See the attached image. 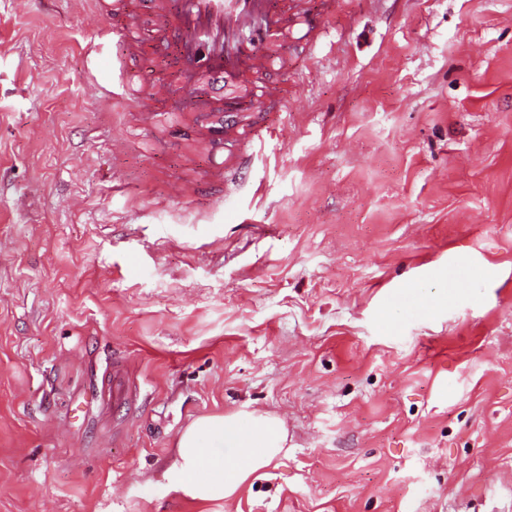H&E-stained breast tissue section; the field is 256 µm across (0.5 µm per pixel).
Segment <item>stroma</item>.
Returning a JSON list of instances; mask_svg holds the SVG:
<instances>
[{
	"label": "stroma",
	"mask_w": 512,
	"mask_h": 512,
	"mask_svg": "<svg viewBox=\"0 0 512 512\" xmlns=\"http://www.w3.org/2000/svg\"><path fill=\"white\" fill-rule=\"evenodd\" d=\"M112 24L0 0V512H512V0H341L280 138L237 98L221 206L178 94L153 135L109 95ZM252 411L285 454L193 499L181 432ZM112 406L116 409L125 407L133 397L127 373L119 359L112 364Z\"/></svg>",
	"instance_id": "35a3bbf8"
}]
</instances>
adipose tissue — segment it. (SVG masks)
<instances>
[{"instance_id":"1","label":"adipose tissue","mask_w":512,"mask_h":512,"mask_svg":"<svg viewBox=\"0 0 512 512\" xmlns=\"http://www.w3.org/2000/svg\"><path fill=\"white\" fill-rule=\"evenodd\" d=\"M287 439L282 422L262 412L202 417L178 438L177 468L194 498H229L282 454Z\"/></svg>"}]
</instances>
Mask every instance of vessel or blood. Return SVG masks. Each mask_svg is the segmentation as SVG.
<instances>
[{
    "label": "vessel or blood",
    "mask_w": 512,
    "mask_h": 512,
    "mask_svg": "<svg viewBox=\"0 0 512 512\" xmlns=\"http://www.w3.org/2000/svg\"><path fill=\"white\" fill-rule=\"evenodd\" d=\"M153 25L149 31L134 24L111 27L103 39L116 43L119 57L112 71L120 88H127L131 75L128 57L142 49L144 35L158 46L180 47L187 62L182 71L181 98L188 111L185 118L200 151L211 163L201 174L203 182L222 186L225 197L239 189V173L251 160L250 119L225 111L228 90L244 91L264 108L287 110L282 88L265 82L276 57L286 55L288 42L300 33L312 34L331 28L336 0H150ZM239 146L236 154H225L226 146ZM112 404L123 408L132 389L121 361L112 364Z\"/></svg>",
    "instance_id": "1"
}]
</instances>
